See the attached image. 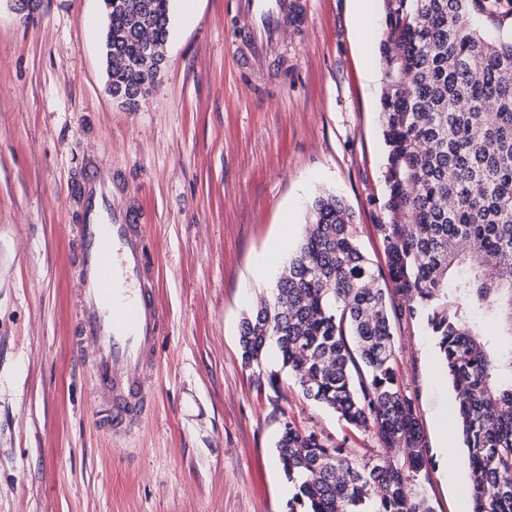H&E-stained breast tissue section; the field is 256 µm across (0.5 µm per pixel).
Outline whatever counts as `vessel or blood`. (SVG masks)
Listing matches in <instances>:
<instances>
[{
	"instance_id": "obj_1",
	"label": "vessel or blood",
	"mask_w": 512,
	"mask_h": 512,
	"mask_svg": "<svg viewBox=\"0 0 512 512\" xmlns=\"http://www.w3.org/2000/svg\"><path fill=\"white\" fill-rule=\"evenodd\" d=\"M305 0H236L234 17L259 61L275 52L280 34L306 18ZM68 229L74 256L76 324L71 345L93 346L91 374L104 406L100 424L131 433L153 400L142 372L155 355L165 316L155 295L152 260L141 211L123 202L119 181L106 169L83 176Z\"/></svg>"
}]
</instances>
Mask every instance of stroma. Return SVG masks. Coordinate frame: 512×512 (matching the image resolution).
Here are the masks:
<instances>
[{
	"label": "stroma",
	"instance_id": "35a3bbf8",
	"mask_svg": "<svg viewBox=\"0 0 512 512\" xmlns=\"http://www.w3.org/2000/svg\"><path fill=\"white\" fill-rule=\"evenodd\" d=\"M263 76L241 64L234 0H171L166 66L135 106L106 90L102 0H0V512H288L284 422L360 457L372 432L285 384L260 388L239 347L252 295L272 296L329 192L386 266L377 231L382 0H308ZM374 19L366 38L358 8ZM144 206L166 329L132 437L105 433L75 325L67 226L87 162ZM399 373L433 458L411 491L471 512L454 393L424 320L395 327ZM453 448L447 469L441 443Z\"/></svg>",
	"mask_w": 512,
	"mask_h": 512
}]
</instances>
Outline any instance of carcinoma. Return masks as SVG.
Instances as JSON below:
<instances>
[{"label":"carcinoma","mask_w":512,"mask_h":512,"mask_svg":"<svg viewBox=\"0 0 512 512\" xmlns=\"http://www.w3.org/2000/svg\"><path fill=\"white\" fill-rule=\"evenodd\" d=\"M383 4L387 272L361 250L343 200L318 197L272 302L241 322L242 361L278 397L286 372L304 398L388 449L354 459L285 422L288 512H433L407 491L431 456L394 335L425 316L455 393L473 512H512V0ZM169 10L170 0L112 6V85L153 84L158 59L141 42L163 47ZM271 341L279 369L266 374Z\"/></svg>","instance_id":"1"}]
</instances>
